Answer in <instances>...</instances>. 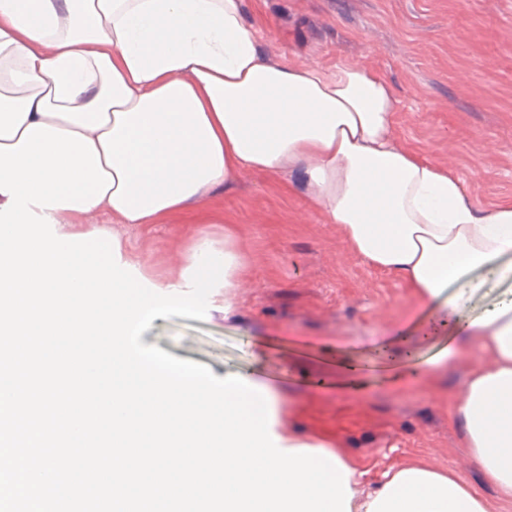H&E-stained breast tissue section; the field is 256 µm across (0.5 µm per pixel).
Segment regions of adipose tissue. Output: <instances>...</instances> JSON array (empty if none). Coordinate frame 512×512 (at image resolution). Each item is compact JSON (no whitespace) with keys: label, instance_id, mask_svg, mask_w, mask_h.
Listing matches in <instances>:
<instances>
[{"label":"adipose tissue","instance_id":"1","mask_svg":"<svg viewBox=\"0 0 512 512\" xmlns=\"http://www.w3.org/2000/svg\"><path fill=\"white\" fill-rule=\"evenodd\" d=\"M243 0H0V144L33 123L93 140L115 184L98 205L120 224H157L247 170L291 172L352 251L403 281L423 307L454 312L428 367L479 350L449 404L462 447L495 490L414 459L372 479L329 436L288 428L281 447L321 448L349 469L351 512H492L512 503V199L478 205L448 167L401 147L398 100L375 70L269 61ZM498 296L479 313L475 297Z\"/></svg>","mask_w":512,"mask_h":512}]
</instances>
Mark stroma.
<instances>
[{"label":"stroma","mask_w":512,"mask_h":512,"mask_svg":"<svg viewBox=\"0 0 512 512\" xmlns=\"http://www.w3.org/2000/svg\"><path fill=\"white\" fill-rule=\"evenodd\" d=\"M244 10L264 17L272 61L376 70L400 98V145L454 171L482 207L512 198V0H244ZM95 226H113L111 216L79 220L80 230ZM228 228L248 259L232 307L218 296L205 319L153 320L142 343L218 377L253 373L281 394L289 426L330 434L377 471L421 456L494 499L448 419V397L480 352L449 370L447 387L391 386L401 353L384 364L373 351L399 335L414 363L435 358L441 343L423 341L421 328L438 314L357 258L297 177L245 171L162 223L116 227L149 284L182 272L197 235L220 247ZM345 356L366 367L359 393L320 384Z\"/></svg>","instance_id":"stroma-1"}]
</instances>
